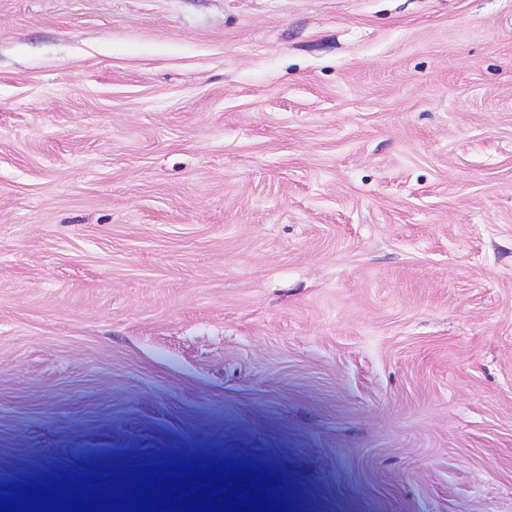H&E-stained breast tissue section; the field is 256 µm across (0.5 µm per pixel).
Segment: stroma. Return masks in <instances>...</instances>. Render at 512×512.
<instances>
[{
	"label": "stroma",
	"mask_w": 512,
	"mask_h": 512,
	"mask_svg": "<svg viewBox=\"0 0 512 512\" xmlns=\"http://www.w3.org/2000/svg\"><path fill=\"white\" fill-rule=\"evenodd\" d=\"M204 456L512 512V0H0V492Z\"/></svg>",
	"instance_id": "1"
}]
</instances>
